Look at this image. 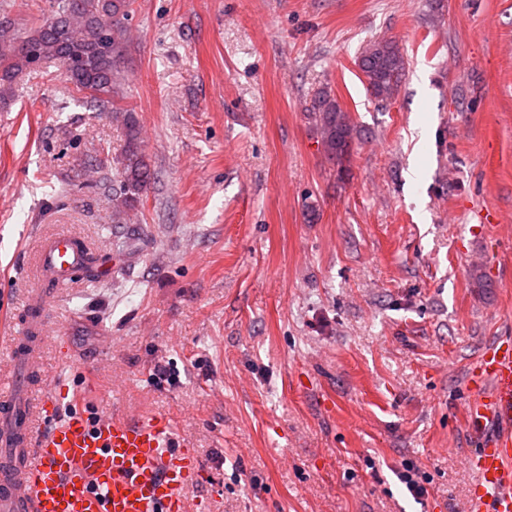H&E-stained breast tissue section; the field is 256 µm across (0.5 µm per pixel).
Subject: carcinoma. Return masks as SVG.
Wrapping results in <instances>:
<instances>
[{"instance_id": "1", "label": "carcinoma", "mask_w": 512, "mask_h": 512, "mask_svg": "<svg viewBox=\"0 0 512 512\" xmlns=\"http://www.w3.org/2000/svg\"><path fill=\"white\" fill-rule=\"evenodd\" d=\"M133 4L134 0H54L51 15L22 33L10 19H0V106L10 101L23 76L52 64L77 93L121 119L126 145L115 169L118 190L112 193V210L117 217L137 206L154 179L134 111L113 101ZM357 65L368 94L384 104L398 94L407 59L396 42L379 40L363 49ZM309 112L326 158L336 165L339 177L349 175L357 134L351 117L328 89L315 93Z\"/></svg>"}]
</instances>
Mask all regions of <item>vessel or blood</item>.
I'll return each instance as SVG.
<instances>
[{
    "mask_svg": "<svg viewBox=\"0 0 512 512\" xmlns=\"http://www.w3.org/2000/svg\"><path fill=\"white\" fill-rule=\"evenodd\" d=\"M87 250L55 233L41 244L44 280L75 279ZM34 325L12 340L10 367L0 372V512H186V490L200 462L176 445L164 414L102 415L77 409L53 416L60 389L32 399L19 372L32 368L40 343ZM466 422L479 446L467 459L477 476L471 512H512V335L498 337L469 369Z\"/></svg>",
    "mask_w": 512,
    "mask_h": 512,
    "instance_id": "1",
    "label": "vessel or blood"
}]
</instances>
